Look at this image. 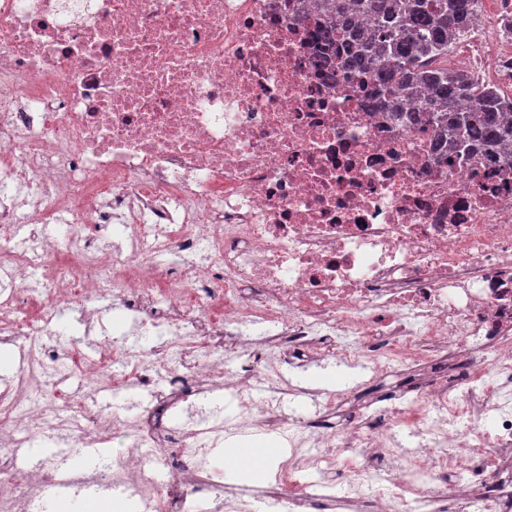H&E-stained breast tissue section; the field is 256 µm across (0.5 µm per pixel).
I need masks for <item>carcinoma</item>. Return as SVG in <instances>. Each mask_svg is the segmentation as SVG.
<instances>
[{"label":"carcinoma","instance_id":"carcinoma-1","mask_svg":"<svg viewBox=\"0 0 512 512\" xmlns=\"http://www.w3.org/2000/svg\"><path fill=\"white\" fill-rule=\"evenodd\" d=\"M316 37L336 49V69L391 108L414 100L408 119L431 131L443 163L480 151L512 159V95L468 72L448 54L471 31L477 0H318ZM366 15L370 29L355 18Z\"/></svg>","mask_w":512,"mask_h":512}]
</instances>
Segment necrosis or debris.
<instances>
[{
	"label": "necrosis or debris",
	"instance_id": "obj_1",
	"mask_svg": "<svg viewBox=\"0 0 512 512\" xmlns=\"http://www.w3.org/2000/svg\"><path fill=\"white\" fill-rule=\"evenodd\" d=\"M485 4L448 64L512 89V0ZM316 14V0H0V280L36 298L18 324L16 293L0 294V333L27 352L0 395V512H24L17 449L58 428L75 455L151 442L152 461L102 476L140 512H187L192 490L254 512L255 493L226 492L207 462L256 434L288 450L267 490L288 512H512V165L438 163L427 136L317 64ZM52 223L123 241L65 260L15 234ZM108 294L132 303L137 337L82 376L150 389L124 417L62 393L45 342L59 303L90 318ZM284 341L303 362L362 364L369 390L290 383L262 357ZM219 390L232 415L171 425ZM308 401L351 418L302 423Z\"/></svg>",
	"mask_w": 512,
	"mask_h": 512
}]
</instances>
